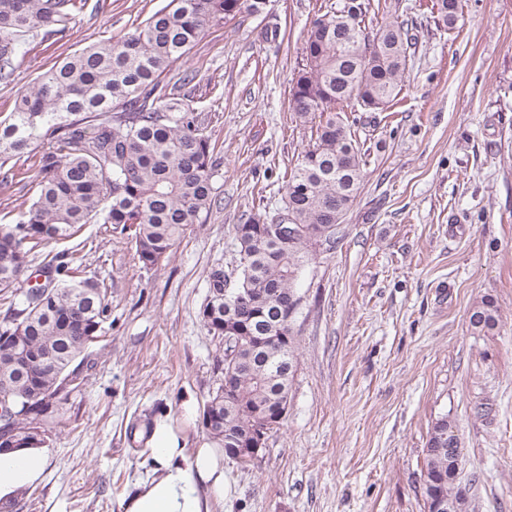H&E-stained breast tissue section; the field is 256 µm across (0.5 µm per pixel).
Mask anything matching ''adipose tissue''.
<instances>
[{"label":"adipose tissue","mask_w":512,"mask_h":512,"mask_svg":"<svg viewBox=\"0 0 512 512\" xmlns=\"http://www.w3.org/2000/svg\"><path fill=\"white\" fill-rule=\"evenodd\" d=\"M151 474L138 480L120 512H215L224 500V451L202 444L186 450L170 422L155 421L148 439ZM47 464L40 448L0 454V498L36 482Z\"/></svg>","instance_id":"adipose-tissue-1"}]
</instances>
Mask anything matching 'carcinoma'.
Instances as JSON below:
<instances>
[{"label": "carcinoma", "mask_w": 512, "mask_h": 512, "mask_svg": "<svg viewBox=\"0 0 512 512\" xmlns=\"http://www.w3.org/2000/svg\"><path fill=\"white\" fill-rule=\"evenodd\" d=\"M265 0H169L133 32L117 41L87 46L63 58L17 97L0 121V182L22 172L7 163L43 138L42 151L26 176L32 204L11 223L0 224V337L21 336L28 352L44 364H14L0 348V409L33 387H52L85 351V337L101 331L112 312L110 289L84 275L78 258L55 254L35 273L45 282L28 288L22 278L36 259L33 250L76 233L84 224L126 239L138 263L158 269L170 260L187 228L202 221L216 203L214 178L220 162L192 99L168 91L166 75L211 27L247 12L258 14ZM76 0H0V82L15 70L19 37L43 29L65 36ZM370 0H339L314 23L327 34L308 32L306 64L290 82L289 109L310 130V144L298 156L282 186L274 213L254 212L235 225V264L209 274L201 316L208 332L224 338V324L238 325L241 345L224 359V383L205 401L202 424L224 448H245L257 429L281 423L276 411L289 395L297 367L293 322L285 321L301 300L296 283L318 255L336 249L340 223L363 179L365 153L345 109L382 110L401 91L415 53L409 21L397 18L374 31L366 26ZM379 40L367 61L356 45ZM286 224L294 237L275 228ZM245 302L226 307L224 288ZM478 333L499 324L495 301L481 299L470 315ZM278 337V344L265 347ZM29 420L16 414L0 425L17 448H38L45 438L28 435ZM457 434L448 418L429 432L424 498L447 497V512H469L476 477L463 478Z\"/></svg>", "instance_id": "1"}]
</instances>
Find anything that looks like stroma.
Returning a JSON list of instances; mask_svg holds the SVG:
<instances>
[{
	"label": "stroma",
	"mask_w": 512,
	"mask_h": 512,
	"mask_svg": "<svg viewBox=\"0 0 512 512\" xmlns=\"http://www.w3.org/2000/svg\"><path fill=\"white\" fill-rule=\"evenodd\" d=\"M168 2L83 0L65 37H21L0 120L56 61ZM333 2L269 0L193 46L194 106L222 160L218 202L167 265L143 268L99 224L53 244L111 289L112 315L84 385L59 405L40 482L13 495V512H119L150 466L157 418L182 427L188 447L208 441L201 411L224 358L200 317L208 273L233 264L242 215L281 203L310 140L288 108L290 80ZM460 8L450 30L419 0L399 4L416 21L415 59L387 109L356 114L365 176L335 250L297 283L288 411L258 462L225 459L224 512H427V441L444 417L479 477L470 512H512V0ZM485 296L501 318L483 335L469 318ZM479 405L490 414L476 417Z\"/></svg>",
	"instance_id": "1"
}]
</instances>
